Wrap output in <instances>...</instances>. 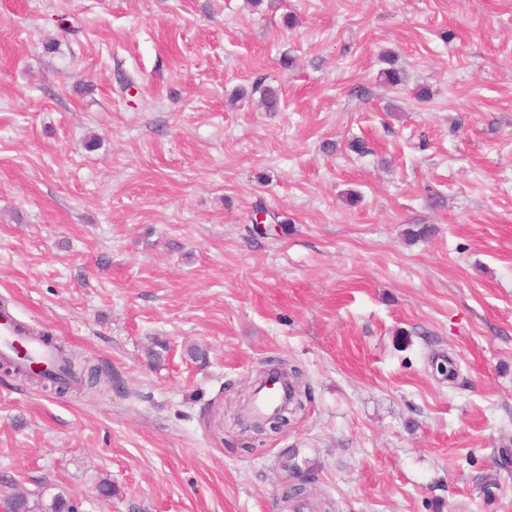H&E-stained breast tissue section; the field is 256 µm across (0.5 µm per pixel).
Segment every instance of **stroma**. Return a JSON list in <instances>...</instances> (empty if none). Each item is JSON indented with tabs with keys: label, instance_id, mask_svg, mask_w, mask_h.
<instances>
[{
	"label": "stroma",
	"instance_id": "35a3bbf8",
	"mask_svg": "<svg viewBox=\"0 0 512 512\" xmlns=\"http://www.w3.org/2000/svg\"><path fill=\"white\" fill-rule=\"evenodd\" d=\"M0 305L112 376L0 363V499L512 512V0H0ZM284 395L285 389L280 382L258 390L252 401L251 417L258 419L273 413L281 405Z\"/></svg>",
	"mask_w": 512,
	"mask_h": 512
}]
</instances>
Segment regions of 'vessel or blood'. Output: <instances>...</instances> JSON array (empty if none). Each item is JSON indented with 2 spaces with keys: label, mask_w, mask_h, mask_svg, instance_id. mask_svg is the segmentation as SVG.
<instances>
[{
  "label": "vessel or blood",
  "mask_w": 512,
  "mask_h": 512,
  "mask_svg": "<svg viewBox=\"0 0 512 512\" xmlns=\"http://www.w3.org/2000/svg\"><path fill=\"white\" fill-rule=\"evenodd\" d=\"M0 361L20 371L37 369L48 377L64 373V362L54 346L24 331L14 314L3 309H0ZM284 395L285 389L279 382L258 390L252 401L251 417L258 419L273 413Z\"/></svg>",
  "instance_id": "obj_1"
}]
</instances>
